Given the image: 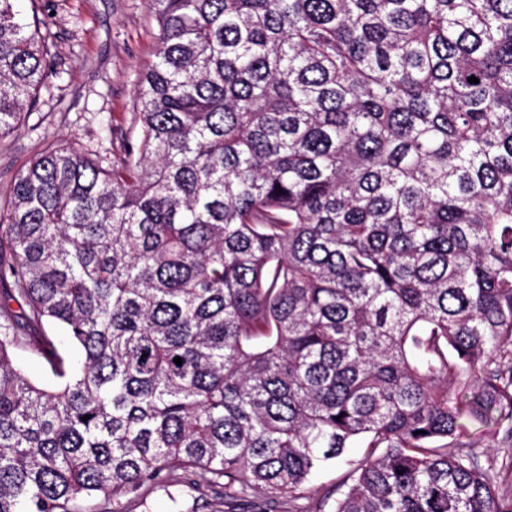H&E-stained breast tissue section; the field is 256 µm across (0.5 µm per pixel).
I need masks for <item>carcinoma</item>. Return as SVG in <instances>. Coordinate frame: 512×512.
<instances>
[{"instance_id": "cac0c4a2", "label": "carcinoma", "mask_w": 512, "mask_h": 512, "mask_svg": "<svg viewBox=\"0 0 512 512\" xmlns=\"http://www.w3.org/2000/svg\"><path fill=\"white\" fill-rule=\"evenodd\" d=\"M15 2L0 138L58 75ZM150 5L137 137L49 146L0 205V512L186 481L322 512L354 446L333 512H512L462 440L512 418V0ZM16 361L22 370L35 380L52 381V374L42 357L22 344L15 350ZM362 448H349L343 460L315 474L303 487L305 496L314 502L326 499L336 486L346 480L353 463L363 454Z\"/></svg>"}]
</instances>
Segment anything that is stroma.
I'll return each instance as SVG.
<instances>
[{"mask_svg": "<svg viewBox=\"0 0 512 512\" xmlns=\"http://www.w3.org/2000/svg\"><path fill=\"white\" fill-rule=\"evenodd\" d=\"M58 35V76L48 79L39 104L21 129L0 138V200L15 175L49 145L92 154L121 149L133 134L135 84L152 57L156 22L148 0H42ZM362 449L315 474L303 487L319 502L346 480ZM217 494L191 483L159 490L135 503L133 512H222Z\"/></svg>", "mask_w": 512, "mask_h": 512, "instance_id": "35a3bbf8", "label": "stroma"}]
</instances>
